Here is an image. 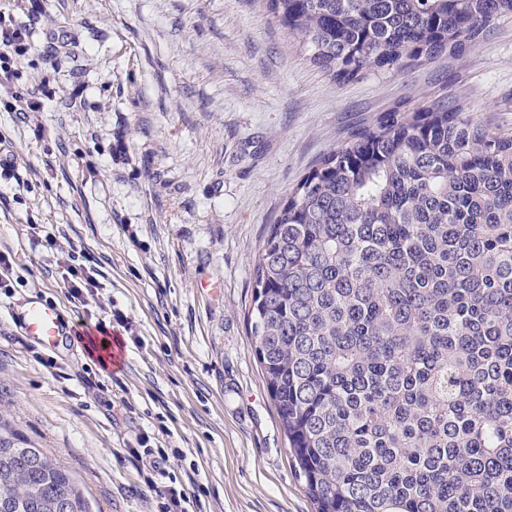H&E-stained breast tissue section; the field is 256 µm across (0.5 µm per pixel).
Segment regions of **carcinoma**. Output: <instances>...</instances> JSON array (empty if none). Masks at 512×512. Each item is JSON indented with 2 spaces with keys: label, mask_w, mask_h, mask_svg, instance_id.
I'll return each instance as SVG.
<instances>
[{
  "label": "carcinoma",
  "mask_w": 512,
  "mask_h": 512,
  "mask_svg": "<svg viewBox=\"0 0 512 512\" xmlns=\"http://www.w3.org/2000/svg\"><path fill=\"white\" fill-rule=\"evenodd\" d=\"M338 81L476 45L512 0H266ZM250 330L317 512H512V134L446 96L324 154L268 226ZM8 512H91L0 419Z\"/></svg>",
  "instance_id": "cac0c4a2"
}]
</instances>
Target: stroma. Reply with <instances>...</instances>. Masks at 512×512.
I'll use <instances>...</instances> for the list:
<instances>
[{
	"label": "stroma",
	"mask_w": 512,
	"mask_h": 512,
	"mask_svg": "<svg viewBox=\"0 0 512 512\" xmlns=\"http://www.w3.org/2000/svg\"><path fill=\"white\" fill-rule=\"evenodd\" d=\"M45 7L70 60L59 72L36 49L21 61L17 89L51 93L40 133L0 111V145L30 184L0 202V251L14 259V288L0 294V415L73 472L93 512H157L159 491L128 453L142 434L182 453L171 477L198 469L206 512H315L250 332L267 226L322 154L394 107L448 96L511 133L512 19L464 55L339 82L264 0ZM31 219L101 271L86 306L68 302L55 250L30 247ZM36 298L72 328L121 314L126 370L76 343H25L17 319Z\"/></svg>",
	"instance_id": "1"
}]
</instances>
